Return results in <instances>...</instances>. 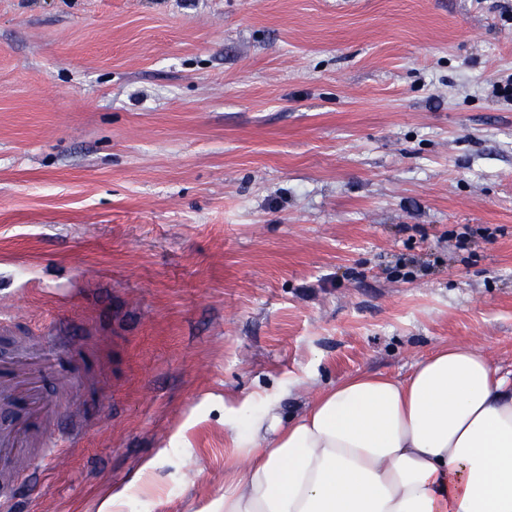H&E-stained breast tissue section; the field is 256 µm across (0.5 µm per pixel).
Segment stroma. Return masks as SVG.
<instances>
[{"label":"stroma","instance_id":"1","mask_svg":"<svg viewBox=\"0 0 512 512\" xmlns=\"http://www.w3.org/2000/svg\"><path fill=\"white\" fill-rule=\"evenodd\" d=\"M510 75L512 0H0V310L96 403L17 512H205L225 408L511 367Z\"/></svg>","mask_w":512,"mask_h":512}]
</instances>
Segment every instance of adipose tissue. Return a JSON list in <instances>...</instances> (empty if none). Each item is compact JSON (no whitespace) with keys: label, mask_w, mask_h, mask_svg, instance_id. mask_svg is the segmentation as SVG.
<instances>
[{"label":"adipose tissue","mask_w":512,"mask_h":512,"mask_svg":"<svg viewBox=\"0 0 512 512\" xmlns=\"http://www.w3.org/2000/svg\"><path fill=\"white\" fill-rule=\"evenodd\" d=\"M224 425L211 512H512V370L475 346L348 375L287 419L267 395Z\"/></svg>","instance_id":"1"}]
</instances>
